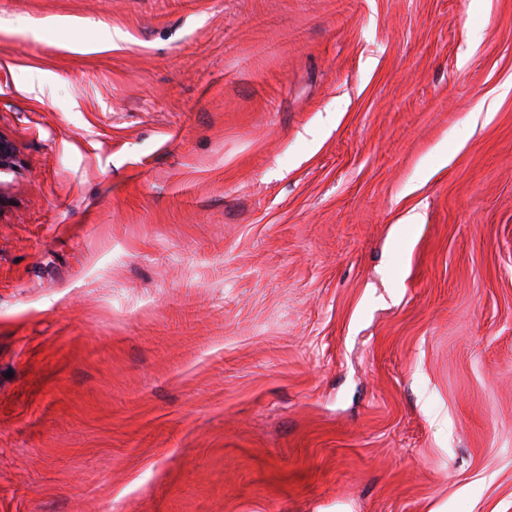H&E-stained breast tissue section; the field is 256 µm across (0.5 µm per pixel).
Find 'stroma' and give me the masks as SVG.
I'll return each mask as SVG.
<instances>
[{
	"mask_svg": "<svg viewBox=\"0 0 512 512\" xmlns=\"http://www.w3.org/2000/svg\"><path fill=\"white\" fill-rule=\"evenodd\" d=\"M0 134V512H512V0H0Z\"/></svg>",
	"mask_w": 512,
	"mask_h": 512,
	"instance_id": "obj_1",
	"label": "stroma"
}]
</instances>
